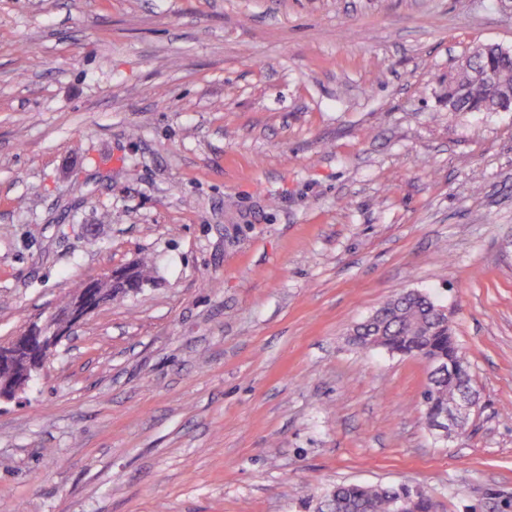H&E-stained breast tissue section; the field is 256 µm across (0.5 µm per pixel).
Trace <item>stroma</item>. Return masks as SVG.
<instances>
[{"label": "stroma", "instance_id": "35a3bbf8", "mask_svg": "<svg viewBox=\"0 0 512 512\" xmlns=\"http://www.w3.org/2000/svg\"><path fill=\"white\" fill-rule=\"evenodd\" d=\"M499 0H0V343L144 255L0 402L18 512H315L341 482L512 502V110L448 74ZM446 311L478 394L350 328ZM349 336L351 344L361 349L380 348L392 354L427 357L451 365L454 369L448 375L430 374L423 393L424 420L429 427L432 414L443 410L434 416L431 430L445 440L458 438L455 427L465 433L468 415L460 412L456 418L457 410L470 412L476 401L471 395L460 399L469 385V365L452 337L441 306L422 292L403 291L355 324ZM455 403V407L448 408Z\"/></svg>", "mask_w": 512, "mask_h": 512}]
</instances>
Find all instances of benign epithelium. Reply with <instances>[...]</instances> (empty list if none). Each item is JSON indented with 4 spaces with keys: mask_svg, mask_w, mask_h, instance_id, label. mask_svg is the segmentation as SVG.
<instances>
[{
    "mask_svg": "<svg viewBox=\"0 0 512 512\" xmlns=\"http://www.w3.org/2000/svg\"><path fill=\"white\" fill-rule=\"evenodd\" d=\"M135 266L115 269L98 280L86 284L76 295L66 301L53 316L42 323H31L23 332L13 339L12 351H0V360L10 358L28 346L30 337L40 340L45 350H52L56 345L88 315L98 310L117 294H135L143 286V282L134 277ZM41 369L38 362L29 364L27 370L12 377L0 385V402L9 400L25 389L35 374ZM476 407L475 398L468 395L459 399L456 406L443 410L433 418L432 430L442 439L455 436V419L457 411L469 412Z\"/></svg>",
    "mask_w": 512,
    "mask_h": 512,
    "instance_id": "benign-epithelium-1",
    "label": "benign epithelium"
}]
</instances>
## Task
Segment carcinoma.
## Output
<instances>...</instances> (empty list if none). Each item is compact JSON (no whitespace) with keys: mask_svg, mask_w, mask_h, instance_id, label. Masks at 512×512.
<instances>
[{"mask_svg":"<svg viewBox=\"0 0 512 512\" xmlns=\"http://www.w3.org/2000/svg\"><path fill=\"white\" fill-rule=\"evenodd\" d=\"M494 62L495 82H472L462 95L448 86V103L456 112H500L512 109V51L498 44L478 48L476 65ZM352 345L361 349H384L392 354L427 357L444 362L453 371L432 374L423 393L424 420L457 403L469 385V365L459 351L449 321L429 296L405 291L383 303L349 333ZM406 503L407 512H432L426 492L408 484H341L319 497L317 512H395L396 503Z\"/></svg>","mask_w":512,"mask_h":512,"instance_id":"1","label":"carcinoma"}]
</instances>
